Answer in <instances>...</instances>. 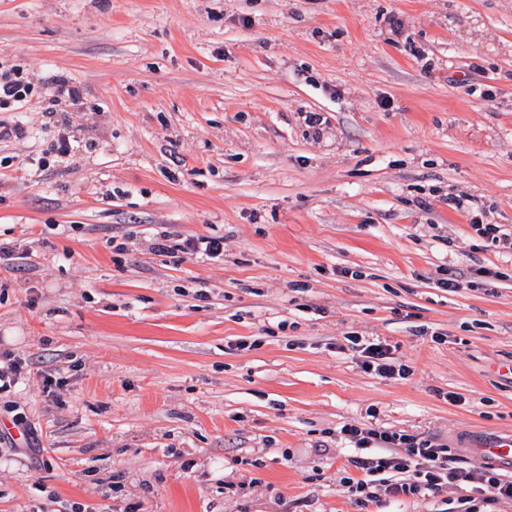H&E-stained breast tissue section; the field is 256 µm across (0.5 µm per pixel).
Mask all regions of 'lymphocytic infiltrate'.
I'll return each instance as SVG.
<instances>
[{"mask_svg": "<svg viewBox=\"0 0 512 512\" xmlns=\"http://www.w3.org/2000/svg\"><path fill=\"white\" fill-rule=\"evenodd\" d=\"M155 248L161 253L178 251L209 259L224 256L223 238L205 235L184 237L162 231ZM346 341L348 350L359 355L365 372L389 380L413 373L411 366L394 356L389 345L355 334L348 335ZM337 435L363 452L355 462L362 478L343 480L346 493L361 512L385 497H425L458 490L470 482L469 471L459 466L448 445L362 423L343 424Z\"/></svg>", "mask_w": 512, "mask_h": 512, "instance_id": "lymphocytic-infiltrate-1", "label": "lymphocytic infiltrate"}]
</instances>
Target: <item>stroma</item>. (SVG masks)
I'll return each mask as SVG.
<instances>
[{"label": "stroma", "instance_id": "35a3bbf8", "mask_svg": "<svg viewBox=\"0 0 512 512\" xmlns=\"http://www.w3.org/2000/svg\"><path fill=\"white\" fill-rule=\"evenodd\" d=\"M0 67L33 87L0 109V352L59 381L0 395L35 433L0 512H358L341 425L512 431V249L452 203L512 234V0H0ZM155 241V248L161 253L178 251L192 256H205L209 259H223L224 257L223 237L205 235L184 237L183 235H174L171 232L162 231L158 233ZM344 349L351 350L361 358V367L367 373L389 380L406 379L412 375V367L394 357L388 344L370 342L356 333L346 336Z\"/></svg>", "mask_w": 512, "mask_h": 512}]
</instances>
